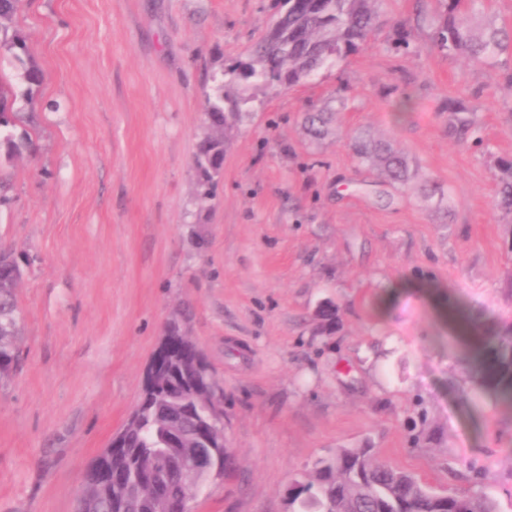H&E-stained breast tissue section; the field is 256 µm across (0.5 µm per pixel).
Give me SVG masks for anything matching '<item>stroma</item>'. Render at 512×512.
<instances>
[{"label":"stroma","instance_id":"35a3bbf8","mask_svg":"<svg viewBox=\"0 0 512 512\" xmlns=\"http://www.w3.org/2000/svg\"><path fill=\"white\" fill-rule=\"evenodd\" d=\"M276 0H23L43 72L0 160V246L22 257L21 368L0 382V512H74L86 467L129 418L164 323L181 318L224 394L234 462L195 512H288L295 481L372 448L440 489L512 512V405L474 380L472 319L512 327V57L432 48L436 0H381L363 50L255 91L214 198L193 155L214 73L248 60ZM404 23L409 50L392 45ZM474 109L467 142L448 103ZM340 120L311 140L302 117ZM417 167L392 187L359 135ZM423 279L431 296L395 284ZM499 206L512 215V159H501L499 164Z\"/></svg>","mask_w":512,"mask_h":512}]
</instances>
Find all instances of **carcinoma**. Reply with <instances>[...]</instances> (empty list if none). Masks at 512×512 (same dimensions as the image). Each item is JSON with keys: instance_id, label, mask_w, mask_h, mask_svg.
I'll return each mask as SVG.
<instances>
[{"instance_id": "1", "label": "carcinoma", "mask_w": 512, "mask_h": 512, "mask_svg": "<svg viewBox=\"0 0 512 512\" xmlns=\"http://www.w3.org/2000/svg\"><path fill=\"white\" fill-rule=\"evenodd\" d=\"M286 10L269 25L255 44L252 62L234 64L212 76L206 99V135L194 154L197 196L205 199L213 189V175L224 165V151L232 132L246 116L247 91L255 85L280 91L311 77L321 67L346 58L365 47L376 30L378 0H279ZM441 11L434 28V46L476 64L493 63L503 54L512 56V30L490 27L480 32L474 24L477 0H438ZM19 10V0H0V31L7 28ZM0 52L23 65L20 92L0 82V149L11 158L36 149L32 134L17 140L12 129L20 121L14 110L18 97H26L43 82V73L28 60L26 36L16 31L0 38ZM339 120L335 112H307L304 124L319 138L326 127ZM449 128L460 135L473 124L468 103L448 105ZM356 159L375 169L391 184L407 185L413 178L405 154L384 140L353 141ZM499 206L512 214V159L499 164ZM23 276L17 255L0 249V381L17 370L21 354V313L16 290ZM481 350L475 375L479 384L495 389L503 401L512 403V329L501 332L480 326ZM193 373L174 360L155 387L142 391L134 412L138 419L123 426V446L105 448L95 462L124 476V483L97 479L94 466L84 472L76 512H159L160 500L147 485L136 481L139 473L167 452V435L174 426L189 431L194 421L211 420L214 447L207 454L224 456V421L210 418L206 402L191 390ZM212 479L205 465L193 467V497H199ZM291 512H494L489 497L466 492L436 493L413 475L374 457L370 448H338L331 460L315 464L307 481L296 482Z\"/></svg>"}]
</instances>
